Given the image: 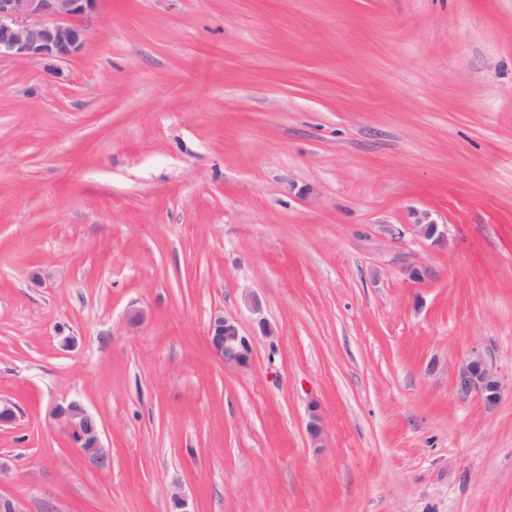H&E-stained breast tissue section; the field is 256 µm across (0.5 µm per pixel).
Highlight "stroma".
Masks as SVG:
<instances>
[{
	"label": "stroma",
	"instance_id": "obj_1",
	"mask_svg": "<svg viewBox=\"0 0 512 512\" xmlns=\"http://www.w3.org/2000/svg\"><path fill=\"white\" fill-rule=\"evenodd\" d=\"M86 25L58 75L0 57V494L512 512V0H102ZM424 212L449 250L406 231ZM222 312L245 370L207 346ZM475 355L496 408L452 394ZM207 342L211 352L224 362V367L239 370L250 365L251 344L242 334L239 320L231 314L211 317ZM57 416L72 430L81 450L97 462L107 457L106 449L100 441V426L96 417L81 403L72 401L66 407L56 409Z\"/></svg>",
	"mask_w": 512,
	"mask_h": 512
}]
</instances>
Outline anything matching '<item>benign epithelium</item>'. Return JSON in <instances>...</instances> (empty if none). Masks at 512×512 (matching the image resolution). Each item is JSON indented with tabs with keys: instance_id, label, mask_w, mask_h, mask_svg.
Returning a JSON list of instances; mask_svg holds the SVG:
<instances>
[{
	"instance_id": "7a95c632",
	"label": "benign epithelium",
	"mask_w": 512,
	"mask_h": 512,
	"mask_svg": "<svg viewBox=\"0 0 512 512\" xmlns=\"http://www.w3.org/2000/svg\"><path fill=\"white\" fill-rule=\"evenodd\" d=\"M101 0H0V56L41 62L55 75V64L81 52L90 38L84 18L93 13ZM415 235L448 247V232L432 221L418 220L408 225ZM207 342L224 367L239 370L250 365L251 344L242 334L239 320L231 314L211 317ZM452 389L460 401L477 397L492 408L501 397L496 374L479 355L472 356L455 372ZM57 416L72 430L81 450L97 462L107 457L100 441L96 417L81 403L72 401L56 409Z\"/></svg>"
}]
</instances>
